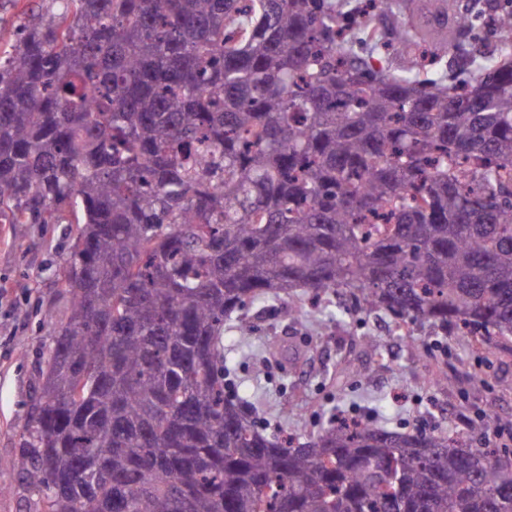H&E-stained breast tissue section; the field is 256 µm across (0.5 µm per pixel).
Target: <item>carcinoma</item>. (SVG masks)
Segmentation results:
<instances>
[{"mask_svg":"<svg viewBox=\"0 0 512 512\" xmlns=\"http://www.w3.org/2000/svg\"><path fill=\"white\" fill-rule=\"evenodd\" d=\"M367 2L406 63L368 70L339 0H40L0 56V218L81 224L21 431L38 512H512L505 449L294 447L224 395V324L269 299L512 342V0L492 67L436 75L416 52L479 17Z\"/></svg>","mask_w":512,"mask_h":512,"instance_id":"obj_1","label":"carcinoma"}]
</instances>
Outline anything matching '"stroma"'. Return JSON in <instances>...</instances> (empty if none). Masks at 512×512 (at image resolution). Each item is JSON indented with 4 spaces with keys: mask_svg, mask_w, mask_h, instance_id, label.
Listing matches in <instances>:
<instances>
[{
    "mask_svg": "<svg viewBox=\"0 0 512 512\" xmlns=\"http://www.w3.org/2000/svg\"><path fill=\"white\" fill-rule=\"evenodd\" d=\"M75 224L0 223V512H31L17 469L19 434L27 422L36 369L67 308L65 259ZM248 336L224 332L231 394L263 403L268 433L305 438L335 415L388 429L442 428L470 437L475 448L512 450V437L471 432L487 410L512 416V352L481 349L472 337L397 328L383 313L353 312L335 298L308 310L303 323L281 304H256ZM375 347H367L366 337ZM448 376L447 388L431 372Z\"/></svg>",
    "mask_w": 512,
    "mask_h": 512,
    "instance_id": "stroma-1",
    "label": "stroma"
}]
</instances>
